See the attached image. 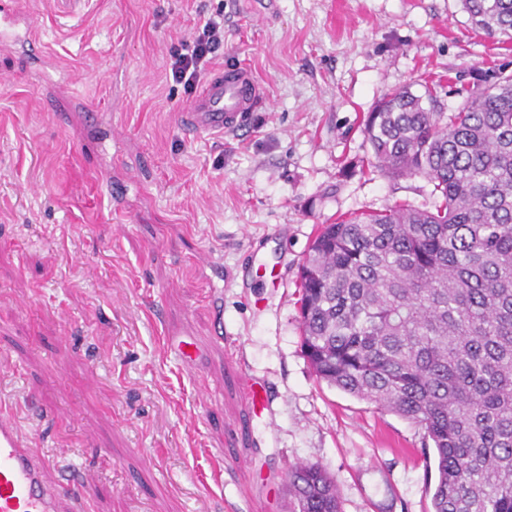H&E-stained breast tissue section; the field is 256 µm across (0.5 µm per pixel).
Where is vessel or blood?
Here are the masks:
<instances>
[{
  "label": "vessel or blood",
  "mask_w": 512,
  "mask_h": 512,
  "mask_svg": "<svg viewBox=\"0 0 512 512\" xmlns=\"http://www.w3.org/2000/svg\"><path fill=\"white\" fill-rule=\"evenodd\" d=\"M12 9L0 0V49L9 50L20 34ZM262 100L261 86L244 66L214 70L198 94L180 111V124L192 134L238 131L246 113ZM74 497L51 475V463L30 448L14 419L0 414V512H75Z\"/></svg>",
  "instance_id": "vessel-or-blood-1"
}]
</instances>
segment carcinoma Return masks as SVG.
Returning a JSON list of instances; mask_svg holds the SVG:
<instances>
[{"instance_id": "cac0c4a2", "label": "carcinoma", "mask_w": 512, "mask_h": 512, "mask_svg": "<svg viewBox=\"0 0 512 512\" xmlns=\"http://www.w3.org/2000/svg\"><path fill=\"white\" fill-rule=\"evenodd\" d=\"M512 40V0H463ZM385 95L364 122L374 167L424 178L409 203L323 224L300 272L302 348L321 380L423 430L432 512H512V75ZM294 512H341L318 463L288 471Z\"/></svg>"}]
</instances>
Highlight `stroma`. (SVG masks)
I'll use <instances>...</instances> for the list:
<instances>
[{
    "mask_svg": "<svg viewBox=\"0 0 512 512\" xmlns=\"http://www.w3.org/2000/svg\"><path fill=\"white\" fill-rule=\"evenodd\" d=\"M13 5L36 29L0 52V411L90 474L80 512H288L299 461L342 512H431L421 429L310 368L300 265L320 225L432 202L369 167L383 95L430 81L454 111L455 86L512 74V42L461 0ZM216 16L213 68L248 67L265 96L241 131L192 136L169 50ZM49 56L76 75L68 119L46 96L59 73L31 77Z\"/></svg>",
    "mask_w": 512,
    "mask_h": 512,
    "instance_id": "obj_1",
    "label": "stroma"
}]
</instances>
